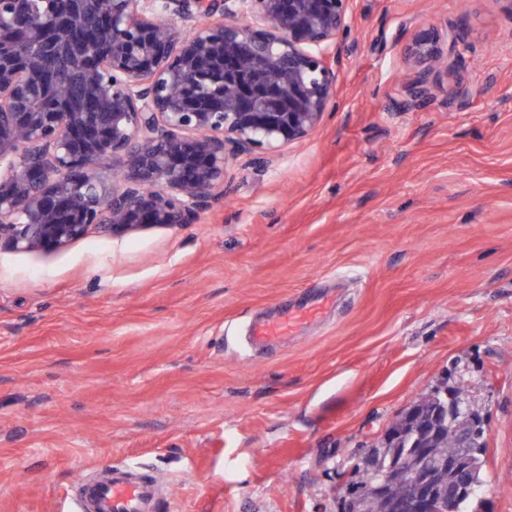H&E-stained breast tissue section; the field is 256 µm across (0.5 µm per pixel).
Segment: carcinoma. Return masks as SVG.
Instances as JSON below:
<instances>
[{"mask_svg": "<svg viewBox=\"0 0 512 512\" xmlns=\"http://www.w3.org/2000/svg\"><path fill=\"white\" fill-rule=\"evenodd\" d=\"M454 391L468 403L470 413L452 418L442 416L441 395L435 387L421 395L390 425L389 432L395 434L394 438L389 441L380 439L362 454L352 479L362 491V507L353 512H393V502L407 493V472L422 466L433 467L436 479L443 487L455 484L458 474L448 469V459L462 453L467 457L465 469L471 492L461 499L458 512H469L470 504L484 487L486 448L464 449L460 447V438L470 430L472 418L482 415V408L471 391L459 386L454 387ZM418 435L423 439L426 456H408L404 467L393 472L385 491H377L376 483L386 466L402 457L403 449L409 447Z\"/></svg>", "mask_w": 512, "mask_h": 512, "instance_id": "cac0c4a2", "label": "carcinoma"}]
</instances>
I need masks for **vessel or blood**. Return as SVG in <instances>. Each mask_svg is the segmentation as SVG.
<instances>
[{
  "instance_id": "b4317fda",
  "label": "vessel or blood",
  "mask_w": 512,
  "mask_h": 512,
  "mask_svg": "<svg viewBox=\"0 0 512 512\" xmlns=\"http://www.w3.org/2000/svg\"><path fill=\"white\" fill-rule=\"evenodd\" d=\"M324 305L314 299L302 307L288 310L277 321L253 322L250 343L264 347L288 336L294 323L317 317ZM157 483L150 474L134 475L121 468H107L93 480L76 479V512H153Z\"/></svg>"
}]
</instances>
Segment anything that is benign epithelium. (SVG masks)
Here are the masks:
<instances>
[{
	"label": "benign epithelium",
	"instance_id": "obj_1",
	"mask_svg": "<svg viewBox=\"0 0 512 512\" xmlns=\"http://www.w3.org/2000/svg\"><path fill=\"white\" fill-rule=\"evenodd\" d=\"M91 2L0 0V243L14 249L192 224L233 161L303 141L333 98L326 52L349 0H106L90 20ZM464 49L455 23L417 32L402 107L433 101ZM408 486L395 512H457L465 493L424 468Z\"/></svg>",
	"mask_w": 512,
	"mask_h": 512
}]
</instances>
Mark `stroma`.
Masks as SVG:
<instances>
[{
    "label": "stroma",
    "mask_w": 512,
    "mask_h": 512,
    "mask_svg": "<svg viewBox=\"0 0 512 512\" xmlns=\"http://www.w3.org/2000/svg\"><path fill=\"white\" fill-rule=\"evenodd\" d=\"M467 29L402 112L401 51ZM321 123L241 156L196 223L0 247V512H68L79 473L149 470L155 512H338L364 449L468 365L488 512H512V17L501 0H350ZM335 303L275 352L249 325Z\"/></svg>",
    "instance_id": "35a3bbf8"
}]
</instances>
